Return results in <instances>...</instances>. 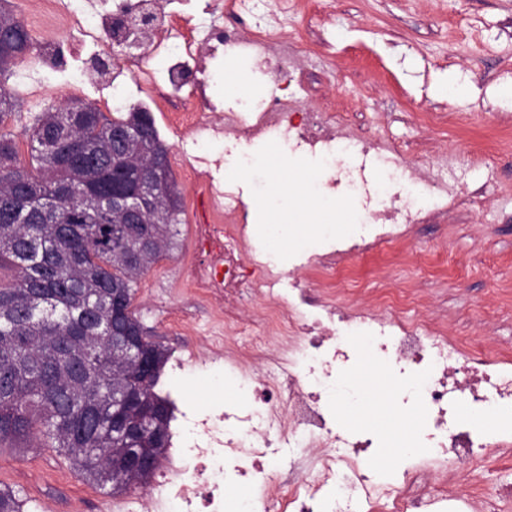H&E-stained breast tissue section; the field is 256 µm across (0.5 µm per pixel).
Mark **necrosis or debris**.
I'll return each mask as SVG.
<instances>
[{"instance_id":"1","label":"necrosis or debris","mask_w":512,"mask_h":512,"mask_svg":"<svg viewBox=\"0 0 512 512\" xmlns=\"http://www.w3.org/2000/svg\"><path fill=\"white\" fill-rule=\"evenodd\" d=\"M164 2L114 0L108 15L86 12L83 0H56L51 9L80 38L132 46L129 73L140 85L152 82V60L168 59L167 100L183 139H265L290 152L305 146L331 159L332 176L347 177L364 196L371 160L383 166L381 189L354 227L356 242L286 268L254 242L239 195L209 170L189 168L209 216L198 226V258L182 292L209 304L212 331L198 335L190 310L172 316L187 350L173 368L205 375L212 398L204 410L174 400L176 447L163 450L145 485L104 503L105 512L133 504L139 512H461L465 498L449 496L425 465L460 469L512 447V360L468 352L431 322H406L396 293L365 306L337 288L349 261L398 249L415 225L447 212L448 191L399 151L339 135L335 113L305 112L284 96L213 112L203 94L184 93L187 59H206L221 46L255 56L272 76L297 72L286 51L296 0H273L274 27L246 33L212 23L198 40L168 18ZM312 270L321 279H308ZM366 360L389 373L395 412L416 423L385 481L377 477L376 432L340 419L360 397L337 390Z\"/></svg>"}]
</instances>
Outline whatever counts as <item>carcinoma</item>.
Instances as JSON below:
<instances>
[{
    "instance_id": "cac0c4a2",
    "label": "carcinoma",
    "mask_w": 512,
    "mask_h": 512,
    "mask_svg": "<svg viewBox=\"0 0 512 512\" xmlns=\"http://www.w3.org/2000/svg\"><path fill=\"white\" fill-rule=\"evenodd\" d=\"M0 76L35 50L13 10L0 5ZM51 105L24 129L29 159L0 129V268L18 272L0 288V446L37 431L71 456L78 472L123 492L152 470H134L140 449L158 458L170 411L156 383L143 384L123 337L112 334V292L134 301L136 280L179 235L182 199L172 174L158 182L150 223L121 224L97 184L114 167L132 175L166 150L155 120L132 107L109 118ZM15 111L0 84V126ZM130 136V154L112 156V135ZM122 330L151 337L137 311Z\"/></svg>"
}]
</instances>
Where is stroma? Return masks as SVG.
I'll use <instances>...</instances> for the list:
<instances>
[{"label": "stroma", "instance_id": "stroma-1", "mask_svg": "<svg viewBox=\"0 0 512 512\" xmlns=\"http://www.w3.org/2000/svg\"><path fill=\"white\" fill-rule=\"evenodd\" d=\"M290 42L309 74L307 108L335 107L353 134L369 133L403 151L419 172L450 187L484 184L486 199H459L447 216L414 227L400 253L378 252L351 263L345 285L354 299H373L385 287L409 288L420 303L407 316L447 323L465 346L512 355V0H303ZM64 62L49 68L42 52L16 65L9 87L16 113L1 128L26 149L23 134L34 114L68 99L101 104L106 87L72 88L71 73L93 56L73 43L68 28L55 33ZM455 79L468 87L462 97L445 94ZM271 143L228 141L201 144L194 153L223 158L213 169L241 198L251 180L227 177L239 155L271 152ZM180 234L165 256L136 284L134 304L154 341L178 342L167 312L181 308L184 265L201 208L192 192L182 194ZM437 481L458 495L512 486V454L496 464L456 472L432 467ZM0 487L13 490L21 512H98L110 488L78 476L70 459L42 434L0 447Z\"/></svg>", "mask_w": 512, "mask_h": 512}]
</instances>
